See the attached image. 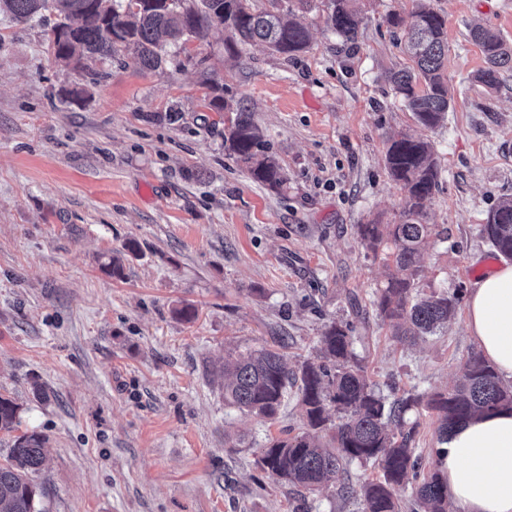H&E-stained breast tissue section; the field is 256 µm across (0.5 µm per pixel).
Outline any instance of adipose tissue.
Returning <instances> with one entry per match:
<instances>
[{
    "label": "adipose tissue",
    "instance_id": "ef3b65f1",
    "mask_svg": "<svg viewBox=\"0 0 512 512\" xmlns=\"http://www.w3.org/2000/svg\"><path fill=\"white\" fill-rule=\"evenodd\" d=\"M466 324L482 356L512 382V264L476 282ZM443 448L440 467L455 512H512V410L459 423Z\"/></svg>",
    "mask_w": 512,
    "mask_h": 512
}]
</instances>
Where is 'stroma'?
I'll return each instance as SVG.
<instances>
[{"label": "stroma", "mask_w": 512, "mask_h": 512, "mask_svg": "<svg viewBox=\"0 0 512 512\" xmlns=\"http://www.w3.org/2000/svg\"><path fill=\"white\" fill-rule=\"evenodd\" d=\"M356 44L303 14L306 52L288 59L224 34L173 46L159 70L129 53L100 78L50 48L57 20L0 13V395L20 407L19 432L46 439L40 512H293L296 489L268 478V438L304 428L296 387L274 419L224 399L228 355L284 341L291 372L320 362L325 328L352 323L353 351L375 391L451 388L477 352L467 305L437 335L396 340L373 304L382 257L358 225L398 222L405 193L385 165L402 132L431 142L441 168L426 203L437 234L421 256V292L470 291L486 260L480 234L512 197V73L487 91L468 30L512 40V0H431L446 20L447 121L420 126L393 90L408 67L386 22L412 0H357ZM241 104L286 184L255 182L224 148ZM178 109L172 125L161 113ZM136 252H128V245ZM121 256V276L106 268ZM190 304L196 317L178 316ZM41 386L47 400L35 397ZM349 464L309 495V512H362L353 491L379 477Z\"/></svg>", "instance_id": "obj_1"}]
</instances>
